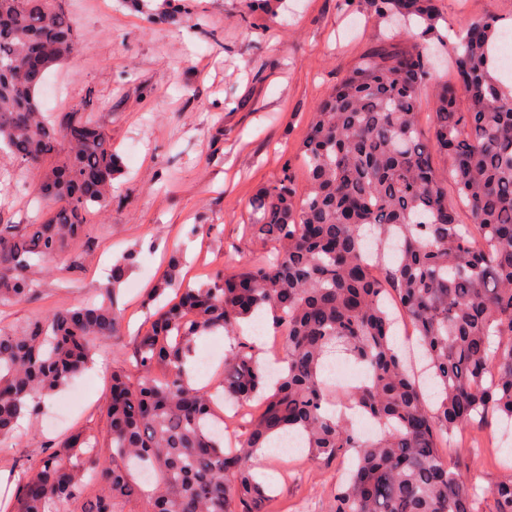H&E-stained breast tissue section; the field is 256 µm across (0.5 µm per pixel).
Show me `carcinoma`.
Here are the masks:
<instances>
[{
    "mask_svg": "<svg viewBox=\"0 0 512 512\" xmlns=\"http://www.w3.org/2000/svg\"><path fill=\"white\" fill-rule=\"evenodd\" d=\"M362 2L391 29L410 30L417 47L366 52L311 114L298 147L304 186L287 162L260 187L251 229L275 245L274 256L217 269L200 287L178 285L180 263L172 259L143 299L146 309L164 307L137 338L136 375L112 366L109 456L79 430L51 441L4 512H56L65 503L120 512L143 492L134 465L154 474L149 512H276L255 480V458L285 435L324 461L354 452L328 512H479V497L442 448L458 433L512 423V87L492 75L498 20L478 19L451 42L438 0ZM187 18L214 39L201 0H165L153 14L168 23ZM430 42L448 52L456 84L433 87L425 133L417 102L431 81L434 62L423 52ZM75 49L74 21L59 0H0V140L31 167L68 146L42 174L41 194L52 202L45 217L0 224V304L33 297L40 262L87 236L91 207L116 200L122 160L102 127L82 112L39 111L42 75ZM32 55L41 63L34 72L26 68ZM438 156L448 160L445 177ZM366 230L374 231V252L366 250ZM136 263L131 250L112 267L100 302L0 329V444L119 335V285ZM389 294L418 333L424 377L396 348ZM258 313L286 346L272 382L256 346L241 338V323ZM217 330L229 341L224 399L258 400L247 436L229 450L224 435L205 431L212 394L186 372L197 340ZM336 352L370 373L348 402L382 426L372 438L331 410L322 371ZM426 377L438 389L434 405ZM98 481L101 493L85 497ZM489 495L492 512H512V475Z\"/></svg>",
    "mask_w": 512,
    "mask_h": 512,
    "instance_id": "obj_1",
    "label": "carcinoma"
}]
</instances>
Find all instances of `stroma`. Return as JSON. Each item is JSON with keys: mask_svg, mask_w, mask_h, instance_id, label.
<instances>
[{"mask_svg": "<svg viewBox=\"0 0 512 512\" xmlns=\"http://www.w3.org/2000/svg\"><path fill=\"white\" fill-rule=\"evenodd\" d=\"M215 41L189 23H154L117 0H64L77 18L76 51L46 71L40 107L87 110L124 157L130 178L121 205L91 209L88 243L47 260L36 299L0 305V328L15 329L52 309L99 299L108 265L137 250L119 294L120 336L84 372L80 398L62 389L21 436L0 450V482L37 465L46 440L79 427L106 439L102 413L113 363L130 359L147 317L140 305L170 256L196 287L217 269L233 270L264 251L247 227L257 189L276 179L306 134L311 112L371 47L390 35L360 0H282L275 14H245L244 0H203ZM442 24L459 31L491 15L512 30V0H440ZM60 94H53V87ZM41 173L0 151V221L25 224L38 211ZM480 448H448V458L478 494L512 475V450L499 430ZM351 454L326 462L306 453L270 456L273 496L327 512L352 466Z\"/></svg>", "mask_w": 512, "mask_h": 512, "instance_id": "obj_1", "label": "stroma"}]
</instances>
